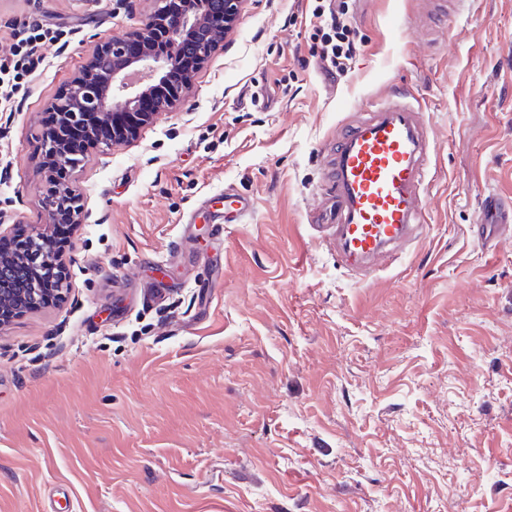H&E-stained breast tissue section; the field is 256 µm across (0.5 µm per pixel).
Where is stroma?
I'll use <instances>...</instances> for the list:
<instances>
[{
    "label": "stroma",
    "mask_w": 512,
    "mask_h": 512,
    "mask_svg": "<svg viewBox=\"0 0 512 512\" xmlns=\"http://www.w3.org/2000/svg\"><path fill=\"white\" fill-rule=\"evenodd\" d=\"M153 7L0 0V56L67 31L0 111V224L48 225L44 116ZM313 7L241 0L184 105L71 172L66 296L0 330V512H512V238L481 208L512 205V0H357L334 78ZM401 86L425 231L362 275L315 213L339 128ZM228 191L240 223L201 216Z\"/></svg>",
    "instance_id": "stroma-1"
}]
</instances>
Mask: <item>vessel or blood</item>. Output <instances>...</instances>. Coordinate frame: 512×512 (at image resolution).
Segmentation results:
<instances>
[{"mask_svg":"<svg viewBox=\"0 0 512 512\" xmlns=\"http://www.w3.org/2000/svg\"><path fill=\"white\" fill-rule=\"evenodd\" d=\"M430 164L420 113L405 89H393L379 112L344 125L330 152L332 191L320 211L336 231L342 263L385 269L419 237Z\"/></svg>","mask_w":512,"mask_h":512,"instance_id":"1","label":"vessel or blood"}]
</instances>
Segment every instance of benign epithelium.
<instances>
[{"label": "benign epithelium", "instance_id": "obj_1", "mask_svg": "<svg viewBox=\"0 0 512 512\" xmlns=\"http://www.w3.org/2000/svg\"><path fill=\"white\" fill-rule=\"evenodd\" d=\"M239 4L240 0H201L198 12L186 15L175 11L171 0H155L154 11L142 28L96 47L81 74L52 105L51 110L58 116L57 125L42 131L39 137L40 152L50 161L45 206L55 220L75 222L81 212L79 198L61 186L68 168L77 164L75 156L68 152L66 133L84 130L91 145L104 150L114 143L133 141L142 126L174 108L191 88L193 72L184 75L180 90L158 98L171 76L173 62L191 59L197 68H202L219 47L218 34L233 29ZM158 38L172 45V59L151 52V43ZM116 114L126 115L132 122L112 126V136L105 141L97 139L94 131ZM46 237V229L34 227L17 241L18 259L31 277L26 288H0V308L35 310L49 304L51 294L63 295L60 289L42 287L41 271L51 266L43 249Z\"/></svg>", "mask_w": 512, "mask_h": 512}]
</instances>
